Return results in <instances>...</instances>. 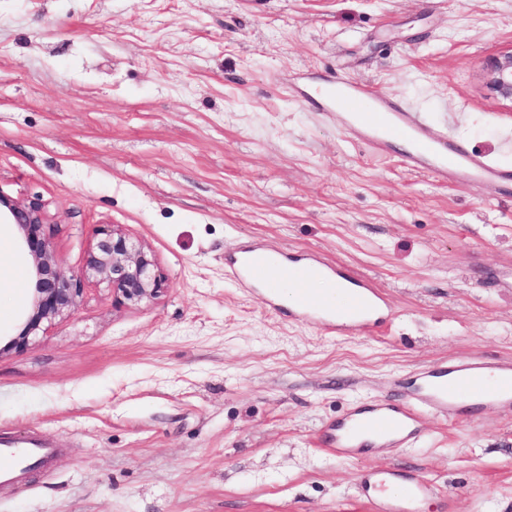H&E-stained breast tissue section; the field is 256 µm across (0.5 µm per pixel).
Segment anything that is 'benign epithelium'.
Masks as SVG:
<instances>
[{"label":"benign epithelium","mask_w":512,"mask_h":512,"mask_svg":"<svg viewBox=\"0 0 512 512\" xmlns=\"http://www.w3.org/2000/svg\"><path fill=\"white\" fill-rule=\"evenodd\" d=\"M487 83L500 98L512 102V51L494 57L487 66ZM0 223L17 230L21 245L34 264L32 312L15 347L29 345L42 325L72 315L82 300L81 280L100 278L112 288L117 306L152 302L164 290L165 279L152 249L117 224H103L80 275L68 277L58 265L43 232L44 205L38 200L17 202L0 193Z\"/></svg>","instance_id":"obj_1"}]
</instances>
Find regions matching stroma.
Masks as SVG:
<instances>
[{"instance_id":"stroma-1","label":"stroma","mask_w":512,"mask_h":512,"mask_svg":"<svg viewBox=\"0 0 512 512\" xmlns=\"http://www.w3.org/2000/svg\"><path fill=\"white\" fill-rule=\"evenodd\" d=\"M509 49L512 0H0V192L44 203L66 274L117 224L167 283L116 309L83 281L11 347L33 263L0 227V437L58 450L0 484V512H379L358 487L396 467L434 485L423 512H512V408L421 410L417 440L373 455L316 444L442 360L512 357V192L409 171L310 100L369 82L512 169L486 80ZM253 242L368 275L388 330L267 311L224 271Z\"/></svg>"}]
</instances>
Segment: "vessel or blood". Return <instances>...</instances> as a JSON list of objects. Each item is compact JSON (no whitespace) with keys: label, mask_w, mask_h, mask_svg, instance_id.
I'll return each instance as SVG.
<instances>
[{"label":"vessel or blood","mask_w":512,"mask_h":512,"mask_svg":"<svg viewBox=\"0 0 512 512\" xmlns=\"http://www.w3.org/2000/svg\"><path fill=\"white\" fill-rule=\"evenodd\" d=\"M320 100L325 109L344 112L347 125L357 129L375 150H387L396 140L407 142L401 160L411 169L429 172L444 182L512 185V169L492 165L460 143L433 135L418 112L402 102L378 98L369 86L330 78L322 87ZM225 266L268 309L280 311L282 295L291 293L289 318L319 322L333 333H381L393 317L385 297L369 280L310 254L288 255L247 246L231 253ZM317 277L338 281L341 298L307 291L306 281ZM475 396L484 406H512V358L491 365L451 359L432 366L421 372L413 389L400 400H379L337 419L322 444L340 453H354L362 448L364 439L371 438L379 447L400 448L418 431L420 407L449 415L459 401ZM55 454L54 448L35 437H0V483L16 481L31 464L49 463ZM384 483L399 489L402 498L412 502L433 491L431 484L395 469L389 471Z\"/></svg>","instance_id":"obj_1"}]
</instances>
